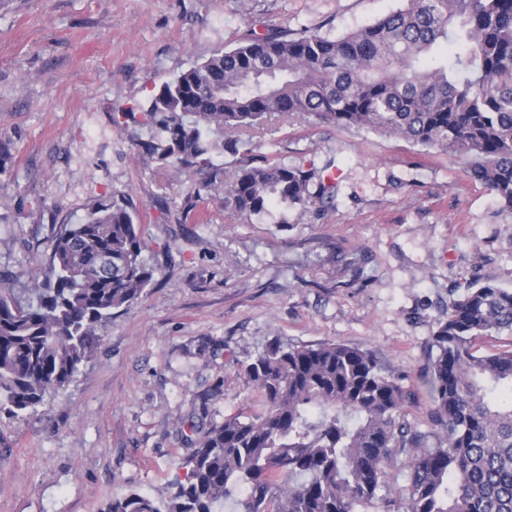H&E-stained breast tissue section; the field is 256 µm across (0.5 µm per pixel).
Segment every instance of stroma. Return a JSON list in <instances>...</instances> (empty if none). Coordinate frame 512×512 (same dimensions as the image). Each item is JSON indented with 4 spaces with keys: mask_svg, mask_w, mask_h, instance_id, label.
Here are the masks:
<instances>
[{
    "mask_svg": "<svg viewBox=\"0 0 512 512\" xmlns=\"http://www.w3.org/2000/svg\"><path fill=\"white\" fill-rule=\"evenodd\" d=\"M401 0H0V284L29 287L53 229L112 195L137 206L143 296L104 327L74 379L32 414L0 413V512H104L184 479L188 419L220 421L251 389L239 371L273 339L371 349L435 431L433 335L490 278L512 290V214L462 159L295 114L241 156L333 173V203L244 221L201 177L135 145L127 111L217 46L274 23L341 37ZM121 123H114V116ZM198 196L204 223L186 214Z\"/></svg>",
    "mask_w": 512,
    "mask_h": 512,
    "instance_id": "stroma-1",
    "label": "stroma"
}]
</instances>
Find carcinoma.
Segmentation results:
<instances>
[{
    "mask_svg": "<svg viewBox=\"0 0 512 512\" xmlns=\"http://www.w3.org/2000/svg\"><path fill=\"white\" fill-rule=\"evenodd\" d=\"M139 150L190 178L206 172L224 208L250 220L281 205L304 214L336 182L266 158L226 174L216 156L275 116L306 114L461 156L512 213V0H403L340 38L268 24L163 82L140 105ZM47 271L0 288V411L34 412L68 385L116 312L153 280L128 196L97 199L52 233ZM512 291L487 278L448 307L429 367L437 432L405 419L401 388L373 352L274 339L239 364L248 410L190 426L187 479L156 497L132 492L104 512H512ZM410 459L407 494L390 466Z\"/></svg>",
    "mask_w": 512,
    "mask_h": 512,
    "instance_id": "carcinoma-1",
    "label": "carcinoma"
}]
</instances>
